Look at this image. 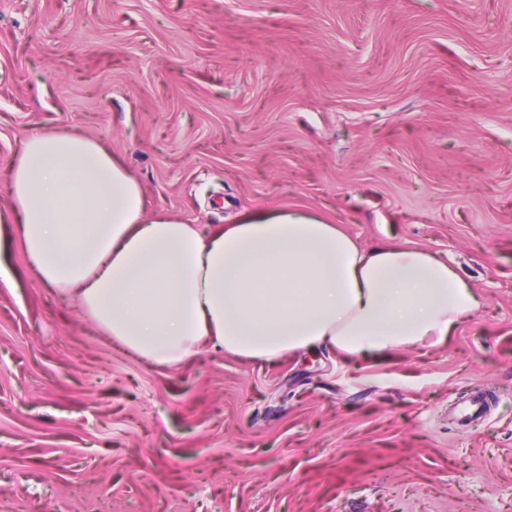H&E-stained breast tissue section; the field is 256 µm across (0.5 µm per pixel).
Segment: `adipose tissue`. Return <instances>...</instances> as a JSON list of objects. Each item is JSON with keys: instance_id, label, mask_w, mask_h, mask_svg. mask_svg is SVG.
Returning <instances> with one entry per match:
<instances>
[{"instance_id": "obj_1", "label": "adipose tissue", "mask_w": 512, "mask_h": 512, "mask_svg": "<svg viewBox=\"0 0 512 512\" xmlns=\"http://www.w3.org/2000/svg\"><path fill=\"white\" fill-rule=\"evenodd\" d=\"M8 196L40 280L161 366L205 348L253 362L314 347L351 358L445 339L480 306L429 252L365 249L311 215H256L210 232L146 217L138 181L78 134L28 138Z\"/></svg>"}]
</instances>
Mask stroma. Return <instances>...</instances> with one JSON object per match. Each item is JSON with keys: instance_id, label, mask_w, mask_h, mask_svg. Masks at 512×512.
Wrapping results in <instances>:
<instances>
[{"instance_id": "stroma-1", "label": "stroma", "mask_w": 512, "mask_h": 512, "mask_svg": "<svg viewBox=\"0 0 512 512\" xmlns=\"http://www.w3.org/2000/svg\"><path fill=\"white\" fill-rule=\"evenodd\" d=\"M64 130L149 212L313 213L481 307L437 344L161 368L0 223V512H512V0H0V212Z\"/></svg>"}]
</instances>
